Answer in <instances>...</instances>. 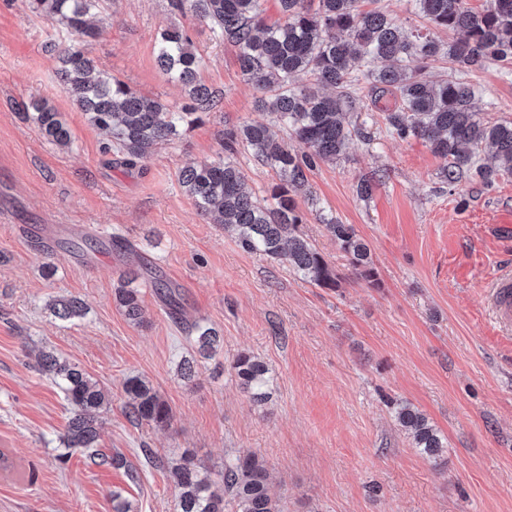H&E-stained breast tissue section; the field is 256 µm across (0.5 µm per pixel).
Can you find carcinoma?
Here are the masks:
<instances>
[{
  "label": "carcinoma",
  "mask_w": 512,
  "mask_h": 512,
  "mask_svg": "<svg viewBox=\"0 0 512 512\" xmlns=\"http://www.w3.org/2000/svg\"><path fill=\"white\" fill-rule=\"evenodd\" d=\"M109 0H32L33 10L56 20L67 40L53 45L57 75L65 94L84 112L89 123L105 134L104 150L123 156L126 164L150 158L156 150L202 120L215 104V94L199 80L204 58L187 32L169 26L158 35L156 62L176 82L191 104L176 108L132 89L126 82L100 69L89 46L97 36L94 18L105 20ZM172 7L189 11L204 23L213 39L233 43L243 76L264 91L258 108L271 123L286 129L294 144L275 136L269 125L250 123L226 134L227 157L204 159L180 171L178 183L192 199L199 216H216L224 232L250 253L285 261L303 280L324 288L337 286L329 261L300 233L303 215L297 197L311 195L308 173L326 161L343 156L364 129L346 122L353 109L349 89L366 69L374 87L396 98L383 110L386 130L399 138H417L432 153L448 162L444 181L458 183L470 174L491 185L498 176L512 173V123L490 124L475 106L473 88L458 74L489 61H512V0H487L474 11L466 0H413L431 26L453 32L444 43L429 34L406 29L379 10H363L361 0H279L281 20L269 23L261 0H170ZM443 56L454 74L439 81L425 79L424 61ZM305 74L308 83H296ZM26 112L50 143L69 149L72 137L54 106L32 99ZM494 148V162H482L485 145ZM242 148L254 161L274 168L279 183L271 198L247 187L245 173L232 154ZM356 275L375 282V269L367 243L350 224L322 218ZM140 273L131 269L115 291L118 306L133 324L142 322ZM63 320L87 313L77 297L49 304ZM195 350L204 358L220 348V334L206 323L189 325ZM35 369L49 377L64 395L71 418L60 443V462L77 452L100 465L128 467L120 452L98 453V413L109 405L108 393L78 364L51 351H41ZM241 387L257 404L269 398V371L256 357L241 353L233 363ZM131 399L129 417L138 423L168 427L173 413L163 397L140 377L124 383ZM395 418L410 432L414 447L431 458L440 456L444 440L427 417L408 403L395 409ZM171 482L178 491L177 512H282L269 493V473L255 454L238 455L224 464L220 474L224 494L213 490L208 469L182 455L168 462Z\"/></svg>",
  "instance_id": "carcinoma-1"
}]
</instances>
